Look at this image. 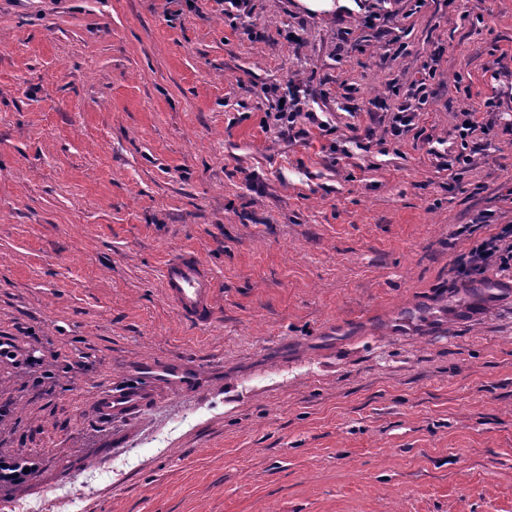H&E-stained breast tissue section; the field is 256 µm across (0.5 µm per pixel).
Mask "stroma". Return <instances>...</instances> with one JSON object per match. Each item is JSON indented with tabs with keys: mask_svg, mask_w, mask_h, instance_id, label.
I'll return each instance as SVG.
<instances>
[{
	"mask_svg": "<svg viewBox=\"0 0 512 512\" xmlns=\"http://www.w3.org/2000/svg\"><path fill=\"white\" fill-rule=\"evenodd\" d=\"M249 7L0 0V336L61 364L47 393L0 365V450L43 461L11 512H512V293L473 310L450 237L512 224V129L467 165L433 152L460 109L512 108V0ZM430 61L400 142L344 111ZM288 85L331 133L281 134ZM356 128L374 141L337 158ZM183 253L215 288L204 324L163 290ZM173 359L182 385L100 416ZM150 400V390L144 386L136 390L107 391L101 398V412L112 417V413L145 405Z\"/></svg>",
	"mask_w": 512,
	"mask_h": 512,
	"instance_id": "1",
	"label": "stroma"
}]
</instances>
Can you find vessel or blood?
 <instances>
[{
	"label": "vessel or blood",
	"instance_id": "obj_1",
	"mask_svg": "<svg viewBox=\"0 0 512 512\" xmlns=\"http://www.w3.org/2000/svg\"><path fill=\"white\" fill-rule=\"evenodd\" d=\"M165 295L174 310L183 317L206 321L212 308L214 288L200 260L184 255L169 262L164 271ZM150 399L149 388L107 391L101 399L100 410L112 415L145 405Z\"/></svg>",
	"mask_w": 512,
	"mask_h": 512
}]
</instances>
